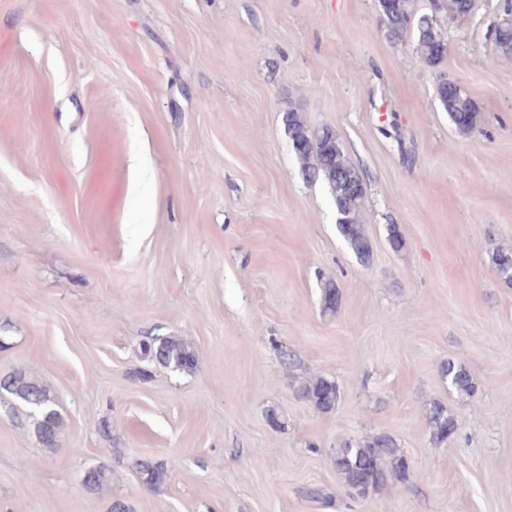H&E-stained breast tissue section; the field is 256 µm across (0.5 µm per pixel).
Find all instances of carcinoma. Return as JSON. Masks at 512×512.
Returning a JSON list of instances; mask_svg holds the SVG:
<instances>
[{"label":"carcinoma","instance_id":"carcinoma-1","mask_svg":"<svg viewBox=\"0 0 512 512\" xmlns=\"http://www.w3.org/2000/svg\"><path fill=\"white\" fill-rule=\"evenodd\" d=\"M380 8L392 36L401 37L408 32L414 34L415 52L421 61L435 65L446 56L448 44L435 19L427 14L417 15L413 0H380ZM493 42L497 54L511 61V12H506L495 25ZM435 94L457 131L467 133L478 124L479 112L464 87L450 88L438 82L435 84ZM282 120L284 131L305 173L311 179L326 184L336 208L339 234L357 259L363 263L369 262L372 256L371 242L365 234L364 225L360 224L363 198L360 171L347 160L332 128L325 126L314 132L300 114L291 109L283 113ZM493 262L499 277L512 284V250H498ZM339 302L340 294L336 285L332 282L325 284L323 309L334 312ZM141 350L149 361L158 366L187 372L197 367L194 350L175 337H150L141 343ZM441 374L458 394L474 395L476 383L463 365L450 361L441 367ZM0 389L14 396L21 405L41 411L37 433L43 445L55 446L60 417L48 406V388L26 372L17 371L0 380ZM300 394L322 411L333 409L341 396L337 383L323 377L302 384ZM429 424L433 439L438 443L447 440L456 428L454 417L440 403L431 406ZM335 465L346 487L363 483L371 486L375 493L381 491L389 479H402L408 471L406 458L395 439L386 433L369 436L357 443H341L336 451ZM132 466L149 487L162 485L169 477L167 466L161 463L136 459Z\"/></svg>","mask_w":512,"mask_h":512}]
</instances>
